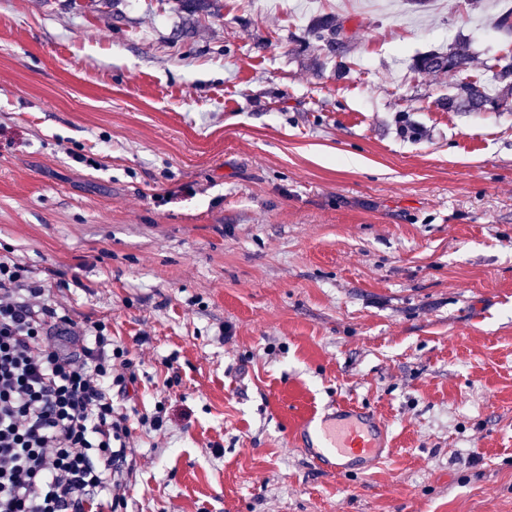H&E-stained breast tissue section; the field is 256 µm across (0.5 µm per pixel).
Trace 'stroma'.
Listing matches in <instances>:
<instances>
[{"mask_svg": "<svg viewBox=\"0 0 512 512\" xmlns=\"http://www.w3.org/2000/svg\"><path fill=\"white\" fill-rule=\"evenodd\" d=\"M511 7L0 0V258L137 363L131 512H512V110L441 105L495 87ZM338 403L386 419L372 471L293 447ZM179 13L191 18L221 17L224 10L223 0H168ZM344 32L343 24L340 23L335 15L322 14L312 18L308 33L318 43H320V50L324 52L325 59H332L336 57H343L348 49V42L346 39L337 43L329 48L327 41L330 37L336 36V33ZM473 58L467 45L459 42L446 52H430L417 57L412 69L419 73L460 72L469 68Z\"/></svg>", "mask_w": 512, "mask_h": 512, "instance_id": "35a3bbf8", "label": "stroma"}]
</instances>
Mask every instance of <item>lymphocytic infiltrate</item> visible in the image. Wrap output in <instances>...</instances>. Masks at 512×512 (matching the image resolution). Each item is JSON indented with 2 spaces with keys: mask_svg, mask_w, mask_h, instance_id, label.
<instances>
[{
  "mask_svg": "<svg viewBox=\"0 0 512 512\" xmlns=\"http://www.w3.org/2000/svg\"><path fill=\"white\" fill-rule=\"evenodd\" d=\"M100 321L76 326L28 267L0 260V512H128L136 379Z\"/></svg>",
  "mask_w": 512,
  "mask_h": 512,
  "instance_id": "lymphocytic-infiltrate-1",
  "label": "lymphocytic infiltrate"
}]
</instances>
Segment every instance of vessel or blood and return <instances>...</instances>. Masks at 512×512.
<instances>
[{
  "label": "vessel or blood",
  "instance_id": "obj_1",
  "mask_svg": "<svg viewBox=\"0 0 512 512\" xmlns=\"http://www.w3.org/2000/svg\"><path fill=\"white\" fill-rule=\"evenodd\" d=\"M295 440L303 453L329 472L353 466L368 471L390 454L381 419L347 404L304 416Z\"/></svg>",
  "mask_w": 512,
  "mask_h": 512
}]
</instances>
